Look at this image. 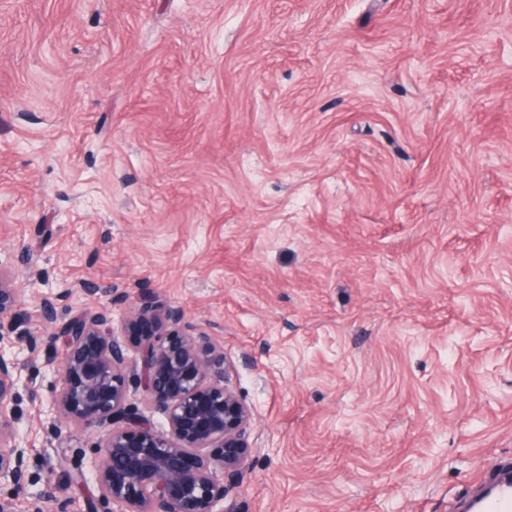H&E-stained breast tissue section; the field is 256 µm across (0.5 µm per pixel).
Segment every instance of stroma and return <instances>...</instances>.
I'll return each mask as SVG.
<instances>
[{"label":"stroma","mask_w":512,"mask_h":512,"mask_svg":"<svg viewBox=\"0 0 512 512\" xmlns=\"http://www.w3.org/2000/svg\"><path fill=\"white\" fill-rule=\"evenodd\" d=\"M0 275L35 336L52 293L210 337L224 512H448L512 457V0H0ZM44 372L30 491L87 512Z\"/></svg>","instance_id":"stroma-1"}]
</instances>
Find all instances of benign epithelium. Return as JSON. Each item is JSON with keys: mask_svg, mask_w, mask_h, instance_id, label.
<instances>
[{"mask_svg": "<svg viewBox=\"0 0 512 512\" xmlns=\"http://www.w3.org/2000/svg\"><path fill=\"white\" fill-rule=\"evenodd\" d=\"M22 302L0 280V487L18 491L34 483L30 448L16 432L24 416L19 389L34 391L45 378L33 369L44 341L22 328ZM41 311L46 321L59 323L65 344L59 386L44 410L51 431L66 422L104 434L74 482L95 484L98 501L120 512H224L229 483L240 481L248 467L253 417L229 385L223 352L194 332L179 308L129 309L125 328L142 337L134 384L165 415L167 427L159 430L127 402L128 349L112 332L110 314L66 319L49 296Z\"/></svg>", "mask_w": 512, "mask_h": 512, "instance_id": "1", "label": "benign epithelium"}]
</instances>
